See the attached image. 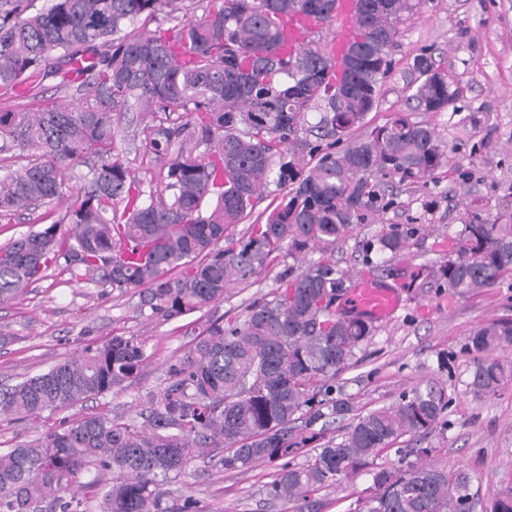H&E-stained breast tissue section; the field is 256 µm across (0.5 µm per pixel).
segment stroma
I'll list each match as a JSON object with an SVG mask.
<instances>
[{"instance_id": "obj_1", "label": "stroma", "mask_w": 512, "mask_h": 512, "mask_svg": "<svg viewBox=\"0 0 512 512\" xmlns=\"http://www.w3.org/2000/svg\"><path fill=\"white\" fill-rule=\"evenodd\" d=\"M431 54L439 72L459 94L445 112H415L412 120L435 128L452 150L449 167L424 184L388 182L383 211L367 212L336 248L311 250L306 258H329L349 280L362 277L398 289L403 304L392 319L375 323L372 337L352 365L336 379V393L355 411L392 404L417 383L434 380L448 394L442 425L424 440L438 466L462 469L471 477L472 512H485L492 494L512 487V380L483 400L467 391L474 329L512 320V285L461 297L432 283L408 290L411 275L427 273L448 257V236L473 212L493 220L512 213V0H423L418 13L400 25L390 56L393 68L379 107L366 125L381 124L405 111L416 78L412 62ZM66 200L0 220V245L42 229L46 213L61 215ZM391 224H411L417 233L390 262L393 276L367 267L362 246ZM280 253L260 274L236 288L224 302L199 314L214 319L244 311L278 287L293 266ZM148 337L152 358L136 383L122 391L84 401L34 421L0 419V449L30 442L63 422L95 412L131 413L141 395L159 388L168 363L191 342L192 334L153 316L138 297L71 278L65 261L51 264L20 298L0 304V384L12 385L76 356L85 345L113 335ZM274 466L259 464L225 472L218 458L198 457L182 483L173 485L171 503L193 496L201 512H298L296 502L269 499L266 487ZM374 492L372 475L361 472L317 493L319 512H354Z\"/></svg>"}]
</instances>
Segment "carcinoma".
Here are the masks:
<instances>
[{"label":"carcinoma","mask_w":512,"mask_h":512,"mask_svg":"<svg viewBox=\"0 0 512 512\" xmlns=\"http://www.w3.org/2000/svg\"><path fill=\"white\" fill-rule=\"evenodd\" d=\"M26 2L0 0V90L54 77L77 84L79 98L0 111V218L52 203L76 168L88 172L62 216L0 246V304L62 257L76 280L130 292L141 308L176 321L223 301L275 253L298 261L336 247L365 211L388 206L381 180L425 183L450 164L435 128L403 112L331 151L378 108L389 48L422 0H360L346 56L359 55L361 65L339 80L322 48L289 52L279 24L293 12L328 21L336 0H51L35 13ZM160 14L173 26L149 30ZM412 68L410 111L448 109L458 91L432 57L415 56ZM312 110L318 138L330 140L324 146L298 137ZM130 114L139 118L134 131L124 123ZM128 136L140 142L158 188L144 190L118 149L117 138ZM306 150L319 154L312 166ZM272 184L285 190L279 202L230 237ZM417 231L389 225L366 242L365 264L397 256ZM453 240L439 287L478 295L512 277V215L488 222L472 214ZM348 288L336 263L309 262L245 313L206 324L167 366L164 385L139 398L136 415H84L0 451V512H87L86 490L99 512H172L166 487L204 453L237 471L306 447L305 464L279 466L266 489L272 499L307 505L393 448L399 466L372 472L374 494L355 512H471L467 473L426 463L431 448L397 447L437 428L448 397L433 381L356 414L337 439L294 433L299 419L310 429L353 411L332 397L334 381L374 326L336 313ZM505 344L512 321L471 333L474 397L493 396L512 378L490 356ZM147 347L138 335L89 345L0 389V418L34 420L121 390L139 377ZM85 472L97 477L83 483ZM105 473L112 482L101 487ZM489 512H512V488L492 495Z\"/></svg>","instance_id":"1"}]
</instances>
